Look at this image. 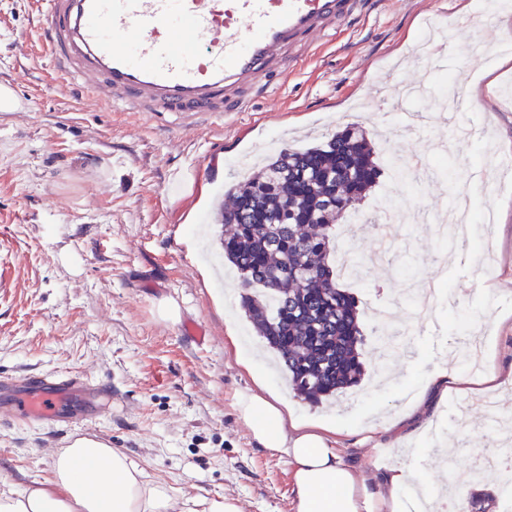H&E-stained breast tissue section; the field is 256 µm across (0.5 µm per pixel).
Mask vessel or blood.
<instances>
[{"mask_svg":"<svg viewBox=\"0 0 512 512\" xmlns=\"http://www.w3.org/2000/svg\"><path fill=\"white\" fill-rule=\"evenodd\" d=\"M358 0H42L38 41L54 72L116 112H223L293 66ZM112 390L79 373L0 375V419L89 441Z\"/></svg>","mask_w":512,"mask_h":512,"instance_id":"b4317fda","label":"vessel or blood"}]
</instances>
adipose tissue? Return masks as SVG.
<instances>
[{
    "label": "adipose tissue",
    "instance_id": "obj_1",
    "mask_svg": "<svg viewBox=\"0 0 512 512\" xmlns=\"http://www.w3.org/2000/svg\"><path fill=\"white\" fill-rule=\"evenodd\" d=\"M256 443L285 458L292 470L296 512H412L406 494L414 483L404 467L391 469L370 489L365 476L346 464L337 430L288 414V405L256 380L235 402ZM46 482L0 493V512H174L175 494L152 484L123 452L108 444L58 451Z\"/></svg>",
    "mask_w": 512,
    "mask_h": 512
}]
</instances>
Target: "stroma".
<instances>
[{"mask_svg":"<svg viewBox=\"0 0 512 512\" xmlns=\"http://www.w3.org/2000/svg\"><path fill=\"white\" fill-rule=\"evenodd\" d=\"M488 9V0H361L292 69L263 79L247 111L227 121L83 102L38 54L35 0H0V81H17L30 101L27 110L0 112V373H82L110 385L112 412L93 433L149 480L206 499H236L243 512H295L288 463L253 440L235 409L257 374L295 418L338 427L343 461L369 487L395 466L446 487L438 456L425 454L432 430L449 438L466 424L467 440L453 453L462 468L476 463L488 441L486 415L471 413L465 423L456 415L465 395L421 391L438 366L467 377L450 351L460 318L484 337L483 363L502 377L498 403L512 409V179L485 185L476 176L481 166L512 157V69L449 50L445 73L467 76L480 94L466 111L478 134L461 150L452 148L444 123L388 143L381 111L396 99L408 67L423 64L416 47L430 18L477 36ZM350 121L376 142L384 171L364 216L337 229L338 243L359 255L371 251L378 238L371 217L388 196L404 212L429 214L464 189L496 221L473 225L480 250L472 257L443 249L426 219L401 225L398 243L416 278H439L447 296L428 320L401 306L396 322L405 349L386 378L374 374L379 312L405 297L407 279L387 260L367 267L361 281L337 277L358 301L367 374L351 394L313 406L293 397L252 335L236 272L214 263L224 232L217 204L230 177L248 175L243 159L307 147ZM443 146L463 175L442 180L439 190L398 185L387 168L391 154L414 151L435 164ZM191 168L199 169L198 180H177ZM166 300L178 305L179 323L159 317ZM188 320L205 327L204 341L185 334ZM369 426L379 434L365 445ZM65 443L42 425L0 421V492L47 480L49 459Z\"/></svg>","mask_w":512,"mask_h":512,"instance_id":"1","label":"stroma"}]
</instances>
